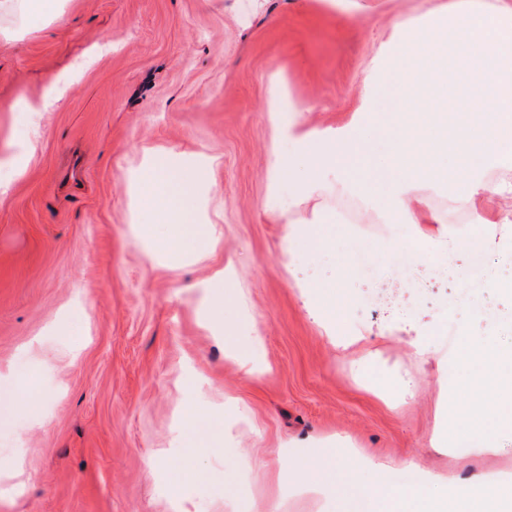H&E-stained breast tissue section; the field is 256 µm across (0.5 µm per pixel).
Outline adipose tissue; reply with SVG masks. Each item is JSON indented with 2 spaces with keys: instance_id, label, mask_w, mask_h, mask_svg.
<instances>
[{
  "instance_id": "1",
  "label": "adipose tissue",
  "mask_w": 512,
  "mask_h": 512,
  "mask_svg": "<svg viewBox=\"0 0 512 512\" xmlns=\"http://www.w3.org/2000/svg\"><path fill=\"white\" fill-rule=\"evenodd\" d=\"M387 81L391 115L379 131L355 124L329 137L300 134L293 149L272 155L267 210L279 211L281 182L302 199L323 191L330 176L337 191L358 192L389 223L403 226L404 235L390 240L389 249L411 248L428 257L460 242L430 210L426 188L456 190V202L478 213L480 227L511 224L512 211L487 216L481 205L491 195L512 196L511 181L489 179L512 169V0L449 6L427 0L420 21L405 29ZM377 134L390 147L389 160L372 152ZM214 166L205 154L148 152L136 197L149 218L138 228L141 238L193 261L210 257L220 240L205 214ZM462 361L467 372L459 387L474 405L458 411L450 431L436 433L431 445L497 454L512 442V350L500 348L490 332L468 342ZM19 378L16 371L0 374V425L39 416L36 402L20 401ZM486 379L498 389L491 413L477 405ZM366 467L370 480L345 481L358 512H426L441 495L447 512H493L499 495L512 489V473L479 474L462 483L425 467L410 489H386L379 480L384 464ZM491 484L497 487L493 497L486 493Z\"/></svg>"
}]
</instances>
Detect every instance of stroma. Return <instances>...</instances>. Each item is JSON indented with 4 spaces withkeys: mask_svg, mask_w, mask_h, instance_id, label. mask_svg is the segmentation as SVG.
Wrapping results in <instances>:
<instances>
[{
    "mask_svg": "<svg viewBox=\"0 0 512 512\" xmlns=\"http://www.w3.org/2000/svg\"><path fill=\"white\" fill-rule=\"evenodd\" d=\"M426 0H62L53 19L0 17V145L28 138L26 170L0 194V373L26 368L38 421L0 429V512H349L261 475L284 448L292 465L335 449L363 474L388 465L466 481L512 467V451L469 456L430 439L457 364L449 350L497 330L512 346V280L495 240L418 260L377 254L394 225L357 195L322 193L266 211L276 87L305 109L303 130L378 124L401 24ZM81 77L41 120L11 111L51 77ZM150 148L217 162L211 259L163 266L137 235L135 179ZM331 216L324 252L286 254L288 219ZM236 271L248 318L236 336L211 326L203 282ZM329 282L362 351L337 346L307 305ZM238 305V306H239ZM260 337L256 374L227 359ZM424 339L414 355L411 340ZM221 416L219 440L188 448L191 420ZM166 458L169 470L155 467Z\"/></svg>",
    "mask_w": 512,
    "mask_h": 512,
    "instance_id": "obj_1",
    "label": "stroma"
}]
</instances>
